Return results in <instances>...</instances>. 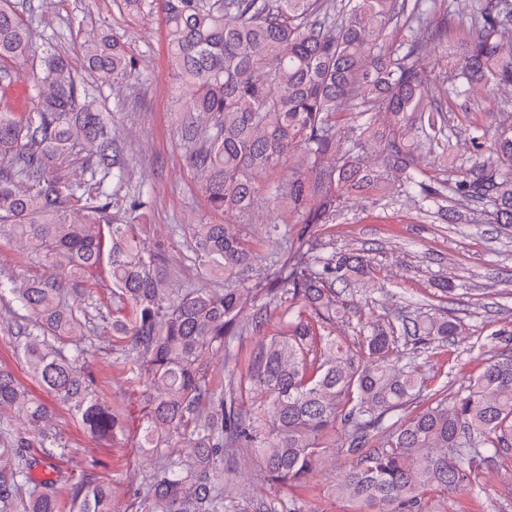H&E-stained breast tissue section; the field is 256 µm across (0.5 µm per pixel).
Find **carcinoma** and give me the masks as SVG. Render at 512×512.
<instances>
[{
    "label": "carcinoma",
    "mask_w": 512,
    "mask_h": 512,
    "mask_svg": "<svg viewBox=\"0 0 512 512\" xmlns=\"http://www.w3.org/2000/svg\"><path fill=\"white\" fill-rule=\"evenodd\" d=\"M170 66L187 87L180 111L191 164L205 175L222 224H192L199 282L175 279L165 242L148 246L117 213L146 205L119 196L110 112L81 85L69 60L49 49L23 120L0 112V228L25 239L41 275L0 279L28 312L18 326L21 361L43 390L67 406L101 443L124 431L118 411L95 393L83 342L97 312L87 278L108 268L112 332L126 339L123 365L145 404L138 447L154 456L135 512H301L272 492L247 499L222 480L224 459L251 452L272 487L306 486L327 453L350 467L329 494L352 512H446L438 496L470 489L484 465L512 457V352H494L453 400L437 391L420 405L418 360L459 334L431 314L361 324L358 350L336 339L347 304L336 284L369 273L364 254L325 255L312 224L337 216L343 196L373 190L448 212L489 216L512 229V99L483 122L454 125L444 100L468 106L478 91L512 86V0H469L467 37L447 55L449 82L432 85L425 45L448 35V12L425 0H162ZM411 32L395 45L389 29ZM86 68L130 78L135 63L109 35L80 46ZM33 52L30 25L0 0V84ZM89 178L65 184L56 164L77 149ZM288 168V185L267 197L303 224H267L286 245L259 255L240 225L255 207L257 177ZM83 223L69 219L75 203ZM273 325L240 367L234 343ZM221 362L224 382L214 379ZM0 431L6 456L0 512H57L66 486L72 512H111L112 488L88 473L36 479L40 458L67 452L49 407L0 365ZM178 448L163 454L165 448Z\"/></svg>",
    "instance_id": "cac0c4a2"
}]
</instances>
